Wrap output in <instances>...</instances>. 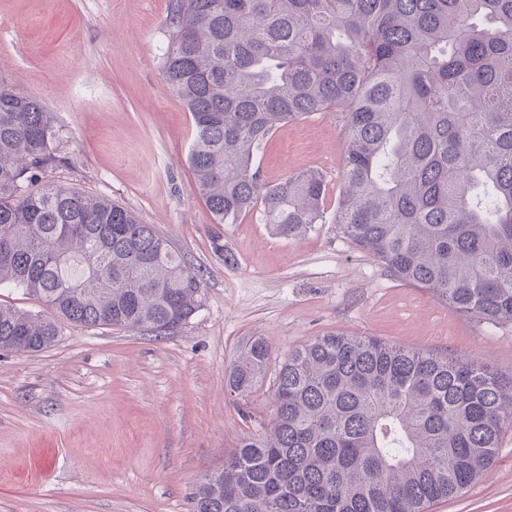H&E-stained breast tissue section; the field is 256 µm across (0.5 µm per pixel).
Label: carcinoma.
I'll use <instances>...</instances> for the list:
<instances>
[{"label": "carcinoma", "instance_id": "1", "mask_svg": "<svg viewBox=\"0 0 512 512\" xmlns=\"http://www.w3.org/2000/svg\"><path fill=\"white\" fill-rule=\"evenodd\" d=\"M164 79L190 113L188 161L213 223L256 211L282 237L323 222L324 175L271 184L282 125L342 122L336 223L397 280L512 325V0H170ZM58 134L0 76V350L51 346L63 321L178 331L203 278L152 225L45 180ZM268 343L232 364L245 397ZM267 431L192 496V512H429L471 486L512 426V373L342 333L288 351ZM0 302L13 304L17 308L33 314H47V309L32 296L26 295L19 288H0Z\"/></svg>", "mask_w": 512, "mask_h": 512}]
</instances>
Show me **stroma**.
I'll return each instance as SVG.
<instances>
[{"label":"stroma","mask_w":512,"mask_h":512,"mask_svg":"<svg viewBox=\"0 0 512 512\" xmlns=\"http://www.w3.org/2000/svg\"><path fill=\"white\" fill-rule=\"evenodd\" d=\"M170 0H0V76L38 98L60 133L48 181L132 210L204 274L178 333L62 324L41 351H0V512H191L204 476L274 414L273 380L231 396L226 372L253 339L277 371L327 332L465 353L512 372V325L462 315L395 280L336 222L340 122L318 112L278 128L256 163L276 183L326 181L325 218L286 239L250 215L223 227L188 164L191 117L163 78ZM431 512H512V426L476 483Z\"/></svg>","instance_id":"1"}]
</instances>
